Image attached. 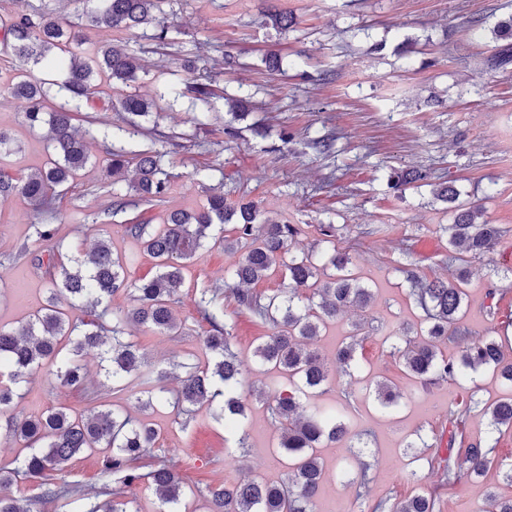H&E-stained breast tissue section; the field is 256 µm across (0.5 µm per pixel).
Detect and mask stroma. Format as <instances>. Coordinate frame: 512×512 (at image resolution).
Returning <instances> with one entry per match:
<instances>
[{"label": "stroma", "instance_id": "1", "mask_svg": "<svg viewBox=\"0 0 512 512\" xmlns=\"http://www.w3.org/2000/svg\"><path fill=\"white\" fill-rule=\"evenodd\" d=\"M102 7V0H0V21L53 13L79 35L74 51L80 58L112 44L134 50L141 59L134 82L115 85L100 77L97 96L73 108L89 161L56 202V242L89 249L97 239H108L130 278L138 279L154 274L155 261L126 233V224L157 225L174 211H201L211 188L231 204L255 202L263 219L301 225V245L323 251L332 243L349 252L356 276L374 290L368 309L339 315L318 344L325 362L335 365L336 351L355 325L372 318L375 326L356 350L360 372L333 373L327 391L316 398L331 405L342 388L354 390L346 422L366 443L363 456L371 465L374 497L420 491L412 472L425 474L438 465L436 445L448 432V410L471 395L480 407L465 423L463 444L495 443L499 458L512 464V429L492 433L481 412L506 393L492 369H480L459 385L426 390L405 375L387 342L389 332L417 327L421 320L408 274L449 279L458 268L448 253L453 215L433 194L434 186L449 180L460 202L482 205V220L502 231L491 253L467 262L472 275L460 324L477 341L512 319V71L484 69L497 44L495 26L512 17V0H161L156 23L130 31L93 25L91 17ZM270 8L293 14L296 25L275 29L265 16ZM469 17L482 18L481 29L469 30ZM164 25L169 31L161 40L157 34ZM271 51L283 59L275 74L264 62ZM17 73V61L0 44V129L19 145L5 167L26 175L48 161L51 149L46 129L30 128L22 102L9 93ZM201 75L213 89L206 105L189 90ZM131 95L153 101V115L122 147L130 154L147 148L164 152L172 179L164 202L140 201L114 210V192H126L127 185L109 176L101 133L109 124L128 125L122 103ZM241 96L249 103L236 119L228 101ZM324 135L335 139L329 157L307 146L310 138ZM413 167L429 173L428 185L391 189L393 170ZM107 208L112 215L105 219L101 213ZM37 221L22 196L0 198V325L18 326L47 297L43 269L16 255L22 244L36 245ZM323 224L336 227L331 242L323 240ZM237 261V254L219 243L198 250L174 307L182 334H136L149 369L168 371L189 357L207 363L202 341L208 326L200 322L195 301L199 289L223 286L226 270ZM493 295L499 314L490 320L482 311ZM224 304L231 311V343L246 362L248 382L272 394L287 389L285 379L253 363V351L269 327L234 315L232 299ZM82 360L93 399L53 387L41 372L22 386L18 411L38 413L62 404L81 412L94 404L155 423L161 429L159 447L192 486L234 482L248 474L285 481L287 469L276 451L278 431L265 401L250 402L247 448L241 451L236 435L225 434L210 406H197L188 426H181L171 406L141 410L138 380L121 392L101 386L97 350L85 352ZM376 380L403 392L396 415L383 412L366 391ZM420 435L427 447H413ZM318 454L325 472L320 512H360L354 489L342 484L337 466L351 457V448L328 443ZM428 488L439 498L441 512H483L492 492L512 498V482L495 467L461 485L432 482Z\"/></svg>", "mask_w": 512, "mask_h": 512}]
</instances>
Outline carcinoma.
I'll return each instance as SVG.
<instances>
[{
    "mask_svg": "<svg viewBox=\"0 0 512 512\" xmlns=\"http://www.w3.org/2000/svg\"><path fill=\"white\" fill-rule=\"evenodd\" d=\"M158 0H106L102 10L91 17L97 26L129 30L155 21L153 10ZM505 43L486 58V71L505 72L512 66V17L497 25ZM3 41L23 67L56 60L53 53L66 51L67 29L48 14L40 18L22 17L4 29ZM140 58L125 49L103 46L91 61L71 58L62 90L77 101H88L98 92L96 80L107 74L114 83L127 84L137 78ZM12 94L25 104L24 119L31 128H48V138L56 158L27 177H14L0 168V197L23 196L33 212L48 211L57 196V188L73 180L87 163L85 144L72 125L74 114L61 105L46 111L47 91L42 83L21 74L12 85ZM124 109L136 117L150 114V103L130 96ZM110 173L116 177L134 166L136 180L130 189L147 202H161L168 191L171 174L162 165L163 154L144 150L132 156L124 151L110 152ZM421 169H403L395 176L393 188L405 190L427 180ZM458 191L453 182L440 185L436 199L455 211L448 225V247L462 248L473 257L491 252L501 230L495 224L478 223V207L457 205ZM232 225V236L215 233L216 226ZM125 231L137 239L143 250L155 259L156 272L150 278L131 280L125 263L112 252L109 240H97L89 259L60 249L46 257L34 256L46 268L48 296L17 327L0 326V420L6 433L19 442L24 455L15 466H0V487L29 481L39 493L23 506L11 495H0V512H31L30 504L64 501L67 512H134L124 499L125 489L141 482L155 487L157 512H188L186 501L199 492L208 504L207 512H316V495L323 480V466L317 448L323 441H346L352 448H364L366 442L349 434L344 413L352 408L354 394L343 390L337 409L313 406L303 412L300 398L326 391L330 371L316 348L323 330L350 306L366 308L372 291L360 284L348 268L346 253L336 250L321 255L313 251H293L295 239L302 234L298 224H278L261 220L257 205L248 201L229 206L224 194L212 193L206 207L196 213L175 212L157 227L127 224ZM224 244L226 251L242 255L225 283L237 309L246 311L270 325L272 333L255 347L253 358L284 374L291 384L288 393L268 403V409L280 430L277 448L289 470L288 485L272 484L256 478L243 482L207 483L192 489L179 475L156 442L160 432L145 421H135L117 409L91 408L76 415L67 407H53L36 416L14 412L20 385L44 367L54 386L80 390L87 373L81 353L87 348H104V377L114 391L128 387L127 378L140 376L142 406H172L177 416H187L198 404L218 403V417L224 428L241 432L238 447H246L243 425L248 418L246 398L239 393L244 382L243 361L232 349L231 325L226 322L224 296L219 288H205L196 300L201 318L210 325L203 338L212 362L199 367L182 362L185 369L180 387L174 392L162 385L164 372L152 376L144 370L133 333L150 329L162 336H175L180 325L173 314L177 288L183 280L184 264L208 240ZM280 268L288 285L271 295L258 294L251 285L265 280L274 268ZM470 271L457 270L454 280L423 281L410 279V296L424 313V327L413 340L403 330L387 337L391 353L402 361L406 374L423 386L457 382L468 373L490 367L512 390V360L505 358L502 346L494 339L471 343L460 358L438 355L437 343L466 340L458 327ZM309 288L305 295L300 289ZM125 294L130 306L114 311L112 296ZM358 336L336 352L343 372L359 368L356 359ZM377 400L384 408L396 404L399 393L392 387L376 385ZM491 426L512 429V396L485 408ZM463 412L449 411L448 448L437 470L425 475L440 483L455 485L479 477L496 463L495 445L471 446L459 453L455 448ZM103 456L101 483L88 492L69 479L66 463L84 453ZM355 498L368 502V512H440L439 501L431 494H416L396 500L370 499L371 465L361 455L353 456Z\"/></svg>",
    "mask_w": 512,
    "mask_h": 512,
    "instance_id": "carcinoma-1",
    "label": "carcinoma"
}]
</instances>
